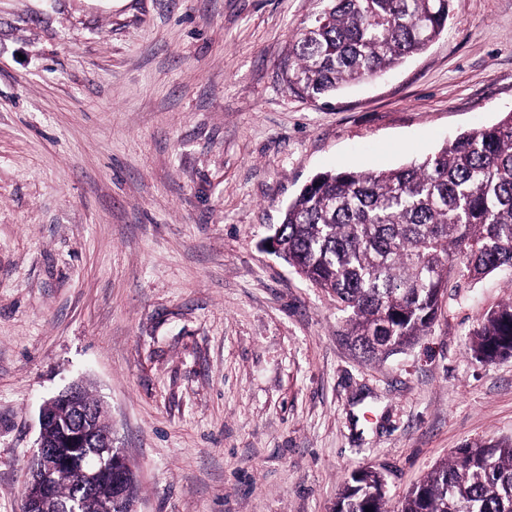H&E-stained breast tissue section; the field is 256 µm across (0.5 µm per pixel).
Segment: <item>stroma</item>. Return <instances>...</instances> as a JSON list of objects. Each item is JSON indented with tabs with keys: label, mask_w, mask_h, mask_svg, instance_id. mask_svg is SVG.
Instances as JSON below:
<instances>
[{
	"label": "stroma",
	"mask_w": 512,
	"mask_h": 512,
	"mask_svg": "<svg viewBox=\"0 0 512 512\" xmlns=\"http://www.w3.org/2000/svg\"><path fill=\"white\" fill-rule=\"evenodd\" d=\"M325 0H0V512L44 401L112 410L137 512H390L456 448L512 439V356L467 350L512 275L448 276L379 361L266 238L316 174L397 168L512 111V0H450L425 50L310 100L285 66ZM383 487V477L374 466L354 470L338 494L335 512H366V508L389 512Z\"/></svg>",
	"instance_id": "35a3bbf8"
}]
</instances>
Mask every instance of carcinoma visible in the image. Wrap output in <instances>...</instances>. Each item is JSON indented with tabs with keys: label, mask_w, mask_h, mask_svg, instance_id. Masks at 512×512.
<instances>
[{
	"label": "carcinoma",
	"mask_w": 512,
	"mask_h": 512,
	"mask_svg": "<svg viewBox=\"0 0 512 512\" xmlns=\"http://www.w3.org/2000/svg\"><path fill=\"white\" fill-rule=\"evenodd\" d=\"M448 22V0H327L292 37L286 81L315 99L372 79L417 53ZM281 257L347 313L343 336L361 358L405 351L437 318L448 272L476 280L512 274V112L457 135L420 162L384 171L316 175L288 205ZM469 350L481 362L512 356V303L486 314ZM82 455L51 473L49 512L72 498L82 512H129L122 490ZM389 512L373 466L351 473L335 512ZM398 512H512V440H476L436 466Z\"/></svg>",
	"instance_id": "carcinoma-1"
}]
</instances>
